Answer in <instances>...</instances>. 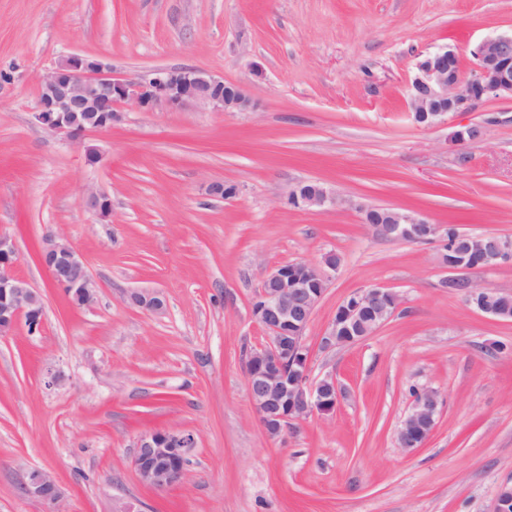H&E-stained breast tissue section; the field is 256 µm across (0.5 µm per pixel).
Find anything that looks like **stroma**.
Listing matches in <instances>:
<instances>
[{
  "instance_id": "35a3bbf8",
  "label": "stroma",
  "mask_w": 512,
  "mask_h": 512,
  "mask_svg": "<svg viewBox=\"0 0 512 512\" xmlns=\"http://www.w3.org/2000/svg\"><path fill=\"white\" fill-rule=\"evenodd\" d=\"M510 31L512 0H0V233L45 307L39 332L0 340V512H491L512 482V322L441 288L439 241L380 238L359 208L512 236V99L430 128L405 107L422 55L452 49L468 74L477 44ZM70 54L129 79L203 69L254 108L130 107L74 141L34 119L40 79ZM472 125L481 140L452 142ZM313 180L336 207L289 204ZM215 181L236 195L209 196ZM91 190L108 216L86 207ZM51 232L84 257L93 305L40 265ZM330 252L340 265L305 344L339 402L275 439L247 395L245 358L268 342L251 303L268 270ZM376 284L398 294L394 315L323 348L337 306ZM134 289L160 291L165 313L131 305ZM423 387L439 413L407 452L396 431ZM165 429L196 443L187 478L159 491L133 445ZM37 468L61 485L58 506L25 494Z\"/></svg>"
}]
</instances>
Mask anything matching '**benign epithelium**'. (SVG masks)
I'll return each instance as SVG.
<instances>
[{"label": "benign epithelium", "mask_w": 512, "mask_h": 512, "mask_svg": "<svg viewBox=\"0 0 512 512\" xmlns=\"http://www.w3.org/2000/svg\"><path fill=\"white\" fill-rule=\"evenodd\" d=\"M471 75L463 74L458 54L448 48L423 56L408 87V111L422 127H433L448 115L462 112L488 98L512 97V32L482 40L473 52ZM133 105L144 112L197 107L224 112H247L251 99L241 86L196 68L160 69L149 77L128 79L112 73L106 60L95 55L71 54L61 58L39 82L34 118L43 128L79 138L88 131H107L121 121ZM288 200L319 212L338 204L336 193L319 182H302ZM86 205L102 215L111 210L110 199L100 193L86 196ZM362 222L380 237L406 242H426L439 236L441 227L416 212L368 206ZM18 254L10 237L0 233V337L25 323L35 333L43 324L41 293L15 272ZM438 265L448 271L444 287L463 293L481 312L501 321L512 320V308L492 302L500 291L475 281L468 273L512 263V237L456 233L444 241ZM39 262L53 284L77 302L90 306L96 283L78 251L49 235L39 249ZM340 261L329 253L318 264L299 262L269 270L255 296L251 314L268 333V345L251 351L245 360L248 398L258 418L273 438L288 434L291 425L315 414L334 410L339 397L336 380L309 379L310 354L306 330ZM127 300L150 313L166 310L165 296L153 290H133ZM399 306L398 294L381 285L360 289L336 309L323 347L336 348L358 342L379 329ZM437 392L423 388L397 429L398 446L421 447L432 431L438 413ZM194 445L190 433L154 430L139 435L134 444L133 468L140 482L162 490L187 477V454ZM26 494L55 503L62 490L46 470H32L23 484ZM492 512H512V483L501 484Z\"/></svg>", "instance_id": "obj_1"}]
</instances>
